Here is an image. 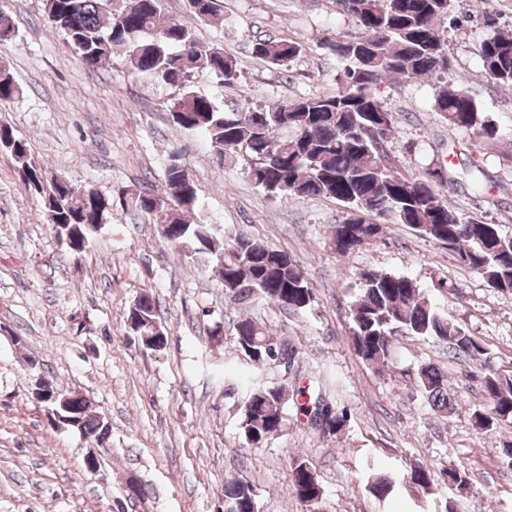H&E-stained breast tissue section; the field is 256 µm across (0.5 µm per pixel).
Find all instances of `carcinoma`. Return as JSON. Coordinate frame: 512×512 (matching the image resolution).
<instances>
[{
    "mask_svg": "<svg viewBox=\"0 0 512 512\" xmlns=\"http://www.w3.org/2000/svg\"><path fill=\"white\" fill-rule=\"evenodd\" d=\"M43 0L48 21L60 29L82 63L99 68L112 54L124 53L134 70L181 90L170 103L173 125L182 133L205 135L222 162L243 160L251 181L269 196L333 198L344 204L346 217L334 225L329 243L345 255L380 235L385 224H407L431 238L479 273L499 292L512 293V236L496 224L465 216L448 205L442 188L456 178L446 169H427L405 177L389 166L385 143L394 129L392 113L378 88L396 78L435 76L444 79L452 69L445 31L456 9L455 0H334L341 14L350 16L359 32L320 41L344 64L343 81L332 94L282 101L270 108L224 109L212 98L193 90V79L215 76L230 84L238 79L239 63L224 49L198 39L193 27L162 16V0ZM222 0H188L195 19L207 23L222 12ZM484 33L478 55L486 77L496 86L512 88V32L500 28L492 11L482 14ZM253 56L280 68L301 52L286 39L257 38ZM19 93L10 69L0 66V101ZM450 131L481 130L494 139L498 129L486 119L464 89L444 84L432 106ZM0 151L16 164L28 190L42 198L49 223L58 239L74 238L81 254L90 237L105 223L116 204L159 225H169L163 237L170 243L202 254L213 263L224 284V294L235 304L252 307L262 302L299 310L311 305L313 290L290 255L268 243L226 233L218 236L208 224L190 222L185 214L197 208L196 187L184 185L180 160L164 168L167 195L156 194L146 182L137 189L122 188L109 197L93 188L80 189L64 177L50 178L31 158L27 142L8 123L0 125ZM360 289L351 319L355 352L376 369L391 359L396 336L406 333L448 345L456 355L481 367L486 409L475 411V424L488 430L512 425V371L495 367L484 345L448 318L439 303L426 297L406 275L379 269L360 274ZM141 308L152 332L160 320L156 301L142 294ZM240 352L257 366H271L291 358L295 351L269 335L266 327L245 315L233 325ZM415 385L427 403L439 412L452 408L447 375L435 364L421 365ZM288 390L283 386H256L247 396L240 435L251 448H261L279 437ZM69 412L79 415L83 436L94 441L109 433L99 416L88 410L80 395L69 400ZM444 481L466 493V474L448 468ZM433 471L420 464L411 469L413 484L428 488ZM398 476H373L368 488L386 501ZM296 499L310 508L322 496L315 474L304 461L291 467ZM224 512H257L252 486L237 478L224 482Z\"/></svg>",
    "mask_w": 512,
    "mask_h": 512,
    "instance_id": "carcinoma-1",
    "label": "carcinoma"
}]
</instances>
